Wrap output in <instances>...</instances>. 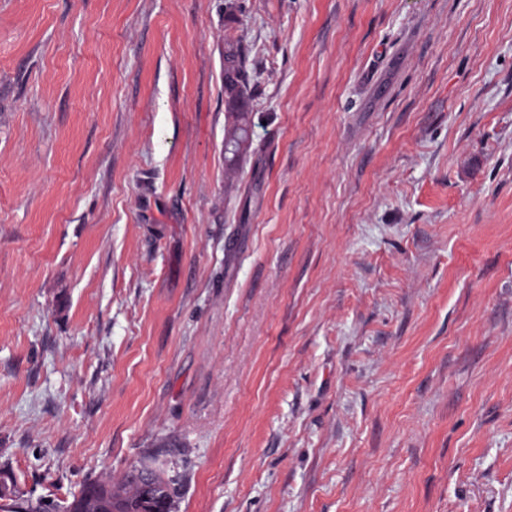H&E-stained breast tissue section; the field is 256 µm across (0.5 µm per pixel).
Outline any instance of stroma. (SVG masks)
<instances>
[{
	"label": "stroma",
	"mask_w": 512,
	"mask_h": 512,
	"mask_svg": "<svg viewBox=\"0 0 512 512\" xmlns=\"http://www.w3.org/2000/svg\"><path fill=\"white\" fill-rule=\"evenodd\" d=\"M146 457L178 512H512V0H0V465ZM246 89L242 49L238 44L227 42L224 47V97L233 117V124L224 136V153L228 154L229 166L236 163L249 139L247 112L244 111Z\"/></svg>",
	"instance_id": "35a3bbf8"
}]
</instances>
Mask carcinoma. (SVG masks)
I'll return each mask as SVG.
<instances>
[{
	"label": "carcinoma",
	"mask_w": 512,
	"mask_h": 512,
	"mask_svg": "<svg viewBox=\"0 0 512 512\" xmlns=\"http://www.w3.org/2000/svg\"><path fill=\"white\" fill-rule=\"evenodd\" d=\"M245 59L239 45L224 47V97L233 117L225 132L224 153L234 165L248 141ZM179 488L173 478L146 462L127 469L120 478L89 480L60 504L32 501L19 489L10 469L0 468V512H177Z\"/></svg>",
	"instance_id": "1"
}]
</instances>
